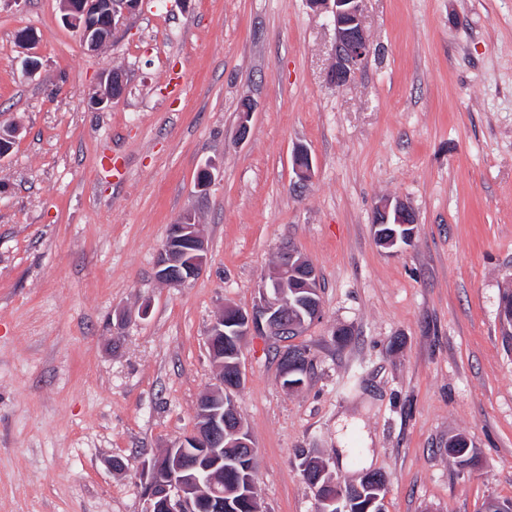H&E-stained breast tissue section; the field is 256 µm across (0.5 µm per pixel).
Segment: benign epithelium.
I'll use <instances>...</instances> for the list:
<instances>
[{
    "instance_id": "1",
    "label": "benign epithelium",
    "mask_w": 512,
    "mask_h": 512,
    "mask_svg": "<svg viewBox=\"0 0 512 512\" xmlns=\"http://www.w3.org/2000/svg\"><path fill=\"white\" fill-rule=\"evenodd\" d=\"M319 14L327 16L336 35L335 60L330 81L345 86L371 51L364 28L363 0H308ZM140 0H64V19L79 31L88 50L95 52L103 46L100 35L104 29L115 30L134 13ZM119 99L107 92L106 79H101L91 96L97 108ZM293 170L302 182L312 176V159L308 150L298 147L293 151ZM413 211L400 200L385 199L374 211V232L380 246L391 249L411 242L415 223ZM395 224L401 232H382L380 228ZM207 261V246L195 217L188 212L182 220L171 225L157 260V276L164 282L181 286L194 279ZM293 282V293L303 297L319 294L320 283L314 266L289 246L280 250V259L268 281L261 288L255 305L247 310L227 307L213 322L208 332V349H213L217 336H248L275 333L298 334L307 324L299 316L288 318V282ZM234 388L224 384V373H219L212 391L204 394L195 410V433L140 464L143 512H197L201 495L224 508V484L215 478L208 459L213 450L224 447V440L240 449L247 458L255 457L249 435L238 417L232 395ZM337 479L327 463H319L312 479L318 512H344L343 501L336 496Z\"/></svg>"
}]
</instances>
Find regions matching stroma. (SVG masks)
<instances>
[{"label":"stroma","mask_w":512,"mask_h":512,"mask_svg":"<svg viewBox=\"0 0 512 512\" xmlns=\"http://www.w3.org/2000/svg\"><path fill=\"white\" fill-rule=\"evenodd\" d=\"M362 8L371 53L339 88L308 0H142L95 52L60 0H0V126L21 130L0 159V512H143L139 464L194 433L217 382L212 323L256 303L285 245L315 266L322 312L295 339L298 389L281 341L241 343L262 512H316L303 449L344 484L383 474L385 512L512 499V0ZM112 69L125 92L93 107ZM385 198L417 218L398 249L375 238ZM188 212L208 258L174 287L157 257ZM458 437L473 464L449 455ZM293 352L294 357L296 361L300 363V367L298 368L299 373L297 376L293 379H288V356L282 358V365H281V378L282 379H288V381L285 383V387L288 389V387H296L297 385L293 384H302L304 382V378L306 377L308 367L310 365L311 359L309 356V353H307V350L302 347L293 346ZM306 370V374L304 375V372ZM288 382H292L293 384H289Z\"/></svg>","instance_id":"1"}]
</instances>
